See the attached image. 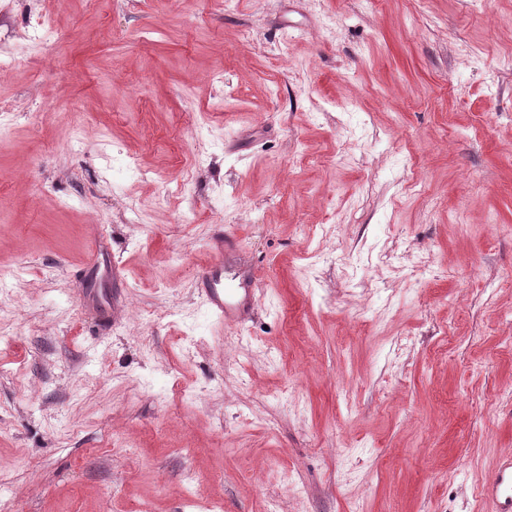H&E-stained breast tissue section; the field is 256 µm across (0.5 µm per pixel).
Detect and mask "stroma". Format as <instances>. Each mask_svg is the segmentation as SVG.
Instances as JSON below:
<instances>
[{
  "label": "stroma",
  "mask_w": 512,
  "mask_h": 512,
  "mask_svg": "<svg viewBox=\"0 0 512 512\" xmlns=\"http://www.w3.org/2000/svg\"><path fill=\"white\" fill-rule=\"evenodd\" d=\"M1 58L19 512H490L512 0H0ZM220 226L260 278L242 325L196 291Z\"/></svg>",
  "instance_id": "35a3bbf8"
}]
</instances>
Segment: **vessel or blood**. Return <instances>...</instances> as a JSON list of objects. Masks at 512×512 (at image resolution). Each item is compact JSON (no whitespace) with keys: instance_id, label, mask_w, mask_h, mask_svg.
<instances>
[{"instance_id":"b4317fda","label":"vessel or blood","mask_w":512,"mask_h":512,"mask_svg":"<svg viewBox=\"0 0 512 512\" xmlns=\"http://www.w3.org/2000/svg\"><path fill=\"white\" fill-rule=\"evenodd\" d=\"M214 255L197 276V285L208 313L218 322L246 321L260 289L255 269L238 249L234 234L217 232L210 240ZM495 512H512V457L501 460L494 478L483 486Z\"/></svg>"}]
</instances>
